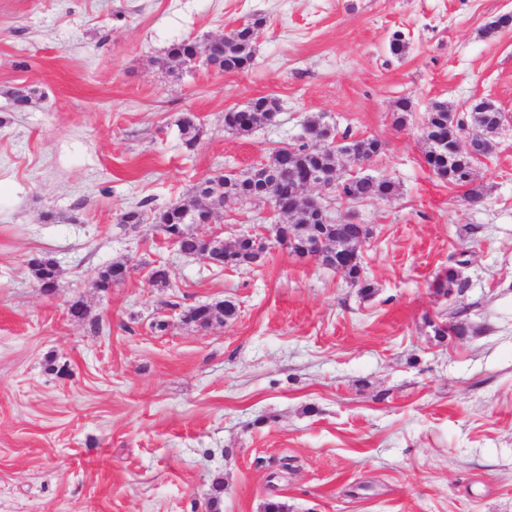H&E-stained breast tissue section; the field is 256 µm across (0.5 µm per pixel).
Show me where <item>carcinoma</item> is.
Listing matches in <instances>:
<instances>
[{"mask_svg":"<svg viewBox=\"0 0 512 512\" xmlns=\"http://www.w3.org/2000/svg\"><path fill=\"white\" fill-rule=\"evenodd\" d=\"M264 26L261 18L246 20L240 27L224 34L222 66L226 72L244 70L256 50L257 42L252 37L255 29ZM187 46L183 43L173 45L162 59V67L173 73L183 68L184 53ZM257 105L249 112H224V129L234 134L245 136L257 128L274 121L276 113L261 109L264 99H256ZM500 114L497 112H470L468 116L458 118L457 129L448 132V103L437 102L433 111L427 113L425 136L428 150L426 163L441 181L448 186L465 189L464 198L470 203H477L483 197V189L475 184L471 177V167L475 163L472 156L460 149L462 132L468 124L479 128L485 140L494 141L499 131ZM306 136L293 148L286 146L274 148L265 162L268 176L263 181L240 175L209 178L194 187V202L191 213L201 217L218 209L216 203L220 198H238L247 201H260L272 195L293 198L300 190L298 176L306 167L336 168V183L339 202L353 204L372 200L388 199L396 195L398 185L395 181L372 176H346L338 168V155L330 147L334 139L331 127L319 120H309L305 124ZM352 150L351 160L360 163L380 154L385 143L377 138L356 140L345 144ZM122 224H148L151 229L164 233L166 229H180L176 248L185 255H195L204 250L203 239L188 228V219L183 217L182 205L173 202L164 209L147 216L144 205L125 211L120 217ZM316 237L324 238L326 256L324 264L344 273L349 283L358 288L365 297L374 293L372 283L362 275V263L359 249L362 241L367 239L366 231L359 224L342 222L340 224H314L304 208L297 209L291 220L279 224L276 238L291 253L299 256L306 243ZM257 242L247 236H240L232 243L224 245V265L237 267L254 262ZM129 272L127 265L113 263L100 272L96 284L101 291L125 279ZM34 274L38 283L57 281L59 268L52 260H43L34 264ZM433 293L438 297L451 298L467 288V281L462 278L456 266L437 274L431 283ZM236 316V305L224 301L215 305H202L188 311L186 318L192 323L198 321L210 326L213 323H225Z\"/></svg>","mask_w":512,"mask_h":512,"instance_id":"cac0c4a2","label":"carcinoma"}]
</instances>
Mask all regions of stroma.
I'll return each mask as SVG.
<instances>
[{
  "mask_svg": "<svg viewBox=\"0 0 512 512\" xmlns=\"http://www.w3.org/2000/svg\"><path fill=\"white\" fill-rule=\"evenodd\" d=\"M505 14L512 0H0V512H512V123L476 168V205L430 172L424 126L437 101L512 114V25L486 33ZM253 16L244 71L161 67L172 44ZM257 96L278 100L275 122L225 131ZM318 116L386 142L366 171L400 185L358 207L374 295L278 244L222 270L120 224ZM269 226L228 200L211 228L231 242ZM454 257L468 287L436 298ZM44 258L60 268L49 294ZM115 262L128 275L99 292ZM224 300L227 323L181 319ZM459 320L467 336L435 335Z\"/></svg>",
  "mask_w": 512,
  "mask_h": 512,
  "instance_id": "1",
  "label": "stroma"
}]
</instances>
